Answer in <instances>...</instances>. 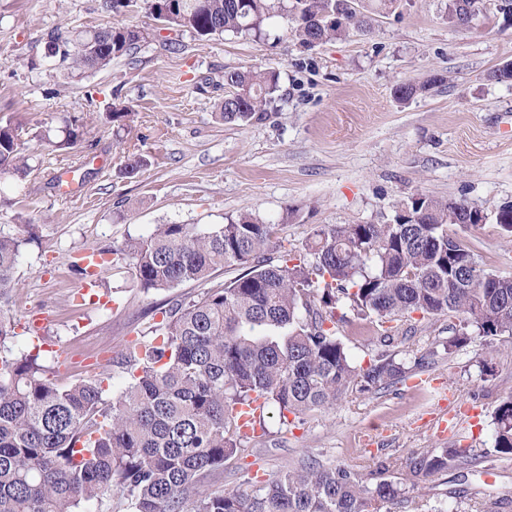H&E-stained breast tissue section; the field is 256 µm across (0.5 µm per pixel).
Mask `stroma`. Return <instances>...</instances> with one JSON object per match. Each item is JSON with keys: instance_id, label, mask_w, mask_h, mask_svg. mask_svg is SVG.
I'll use <instances>...</instances> for the list:
<instances>
[{"instance_id": "1", "label": "stroma", "mask_w": 512, "mask_h": 512, "mask_svg": "<svg viewBox=\"0 0 512 512\" xmlns=\"http://www.w3.org/2000/svg\"><path fill=\"white\" fill-rule=\"evenodd\" d=\"M446 3L397 0L382 15L360 0L371 34L306 49L284 17L271 19L259 41L231 33L199 40L156 29L145 0L118 13L102 0H0V125L19 128L32 155L30 174L0 179V228L27 241L4 312L21 326L42 319L44 336L69 358L61 368L55 352H42L52 379L62 386L97 376L112 398L126 381L113 358L151 336L165 310L239 275L224 267L205 283L146 292L132 263L104 264L96 303L76 302L77 255L121 247L158 224L203 231L248 211L277 225L278 245L300 251L317 226L384 224L398 201L419 192L488 213L484 224L448 232L486 270L512 276V238L490 218L512 202V80L491 77L512 62V26L489 4L469 27L453 26ZM112 24L149 35L107 69H69L46 53L52 30ZM248 66L279 72L277 99L261 119L224 123V73ZM427 80L426 93L396 99L399 84ZM114 104L132 110L127 125L110 120ZM69 126L80 136L58 148ZM134 156L145 164L129 178L123 169ZM454 324L415 315L395 321L386 342L377 320L337 323L357 365L387 354L409 367L422 357L425 384L347 396L297 427L270 415L266 435L225 461L207 486L248 490L309 458L365 477L383 468L394 479L411 453L457 443L480 462L407 491L396 512H477L512 500V458L492 452V413L512 395V338L449 351ZM446 409L458 419L442 434L432 422Z\"/></svg>"}]
</instances>
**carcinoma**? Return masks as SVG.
<instances>
[{
    "mask_svg": "<svg viewBox=\"0 0 512 512\" xmlns=\"http://www.w3.org/2000/svg\"><path fill=\"white\" fill-rule=\"evenodd\" d=\"M171 3L173 26L196 37L232 33L259 38L284 15L289 32L312 48L370 21L348 0H146ZM143 30L107 26L72 39L53 34L48 49L74 68L99 71L129 55ZM405 83L408 101L429 89ZM221 117L247 123L275 100L279 74L257 68L224 72ZM18 131L0 126V177L28 174ZM465 201L410 194L389 224L321 225L308 240L311 261L292 266L268 256L277 225L243 212L206 232L157 224L111 252L133 262L140 288L205 282L221 266L243 272L196 300L164 311L150 340L116 360L130 381L108 404L94 376L67 386L47 374L39 354H0V512H84L118 495L124 512H392L402 486L415 489L450 467L472 465V448L414 454L404 478L367 483L345 467L301 462L250 492L197 490L203 475L243 452L234 408L255 398L284 425L302 423L348 394L364 395L407 378L391 356L354 365L331 325L346 305L386 322L412 313L449 315L459 329L447 350L474 337H512V277L480 266L448 224L470 217ZM24 240L0 229V304L18 288ZM494 451L512 455V395L494 411Z\"/></svg>",
    "mask_w": 512,
    "mask_h": 512,
    "instance_id": "cac0c4a2",
    "label": "carcinoma"
}]
</instances>
